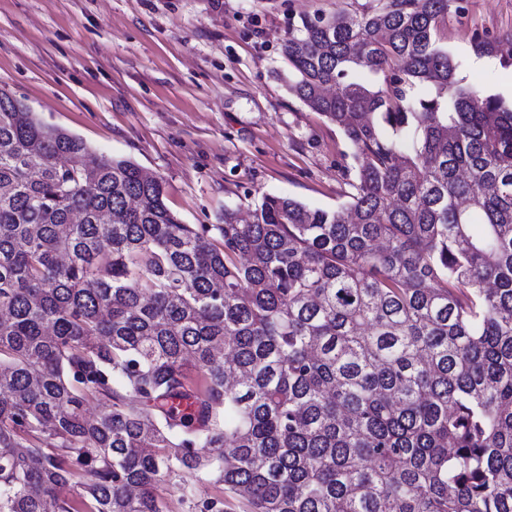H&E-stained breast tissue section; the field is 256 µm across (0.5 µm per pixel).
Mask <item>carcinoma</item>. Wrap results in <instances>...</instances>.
<instances>
[{"label": "carcinoma", "instance_id": "cac0c4a2", "mask_svg": "<svg viewBox=\"0 0 512 512\" xmlns=\"http://www.w3.org/2000/svg\"><path fill=\"white\" fill-rule=\"evenodd\" d=\"M459 2L285 40L356 163L345 210L186 224L0 88V512H512V108L456 77Z\"/></svg>", "mask_w": 512, "mask_h": 512}]
</instances>
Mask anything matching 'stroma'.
Here are the masks:
<instances>
[{"instance_id":"obj_1","label":"stroma","mask_w":512,"mask_h":512,"mask_svg":"<svg viewBox=\"0 0 512 512\" xmlns=\"http://www.w3.org/2000/svg\"><path fill=\"white\" fill-rule=\"evenodd\" d=\"M378 0H0V87L94 157L161 177L188 224L249 215L265 194L325 209L355 177L335 125L287 88L282 45L301 16ZM442 43L459 76L512 102V68L477 58L474 32L512 35V0H464Z\"/></svg>"}]
</instances>
